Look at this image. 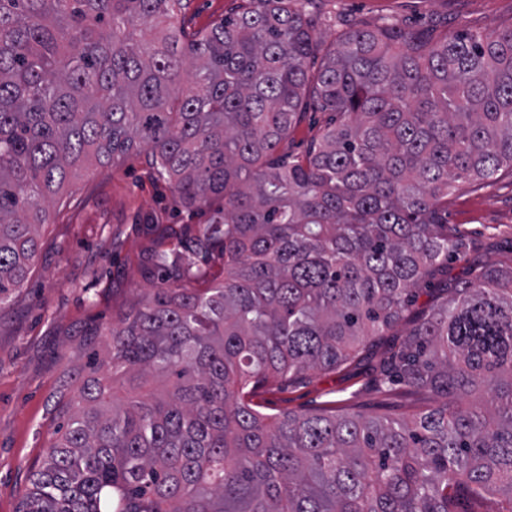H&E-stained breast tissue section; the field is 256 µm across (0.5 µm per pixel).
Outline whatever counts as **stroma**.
Here are the masks:
<instances>
[{
    "label": "stroma",
    "mask_w": 512,
    "mask_h": 512,
    "mask_svg": "<svg viewBox=\"0 0 512 512\" xmlns=\"http://www.w3.org/2000/svg\"><path fill=\"white\" fill-rule=\"evenodd\" d=\"M316 34L338 36L340 22L372 27L389 21L438 34L492 32L512 23V0H316ZM62 204L38 234V253L25 282L0 305V512H18L29 475L55 438L54 402L74 394L91 354L107 358L92 326L153 288L150 252L168 248L169 233L202 227L205 210L184 208L171 185L158 179L146 152L76 171ZM448 227L462 247L438 268L415 305L388 335L375 337L350 365L309 370L261 391L268 412L336 407L408 417L428 405L425 394L387 388L380 371L420 313L445 287L479 268L512 264V176L489 179L478 190L448 198Z\"/></svg>",
    "instance_id": "1"
}]
</instances>
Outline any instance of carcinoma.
I'll list each match as a JSON object with an SVG mask.
<instances>
[{
    "label": "carcinoma",
    "instance_id": "obj_1",
    "mask_svg": "<svg viewBox=\"0 0 512 512\" xmlns=\"http://www.w3.org/2000/svg\"><path fill=\"white\" fill-rule=\"evenodd\" d=\"M187 0H0V303L27 278L71 175L142 147L224 278L158 250L159 285L94 332L112 374L164 378L108 403L97 373L19 512H512V265L436 300L385 383L411 418L263 412L252 402L336 370L402 318L448 261V195L512 173V24L439 36L384 23L323 46L316 0H240L205 31ZM333 113L304 158L279 149Z\"/></svg>",
    "mask_w": 512,
    "mask_h": 512
}]
</instances>
